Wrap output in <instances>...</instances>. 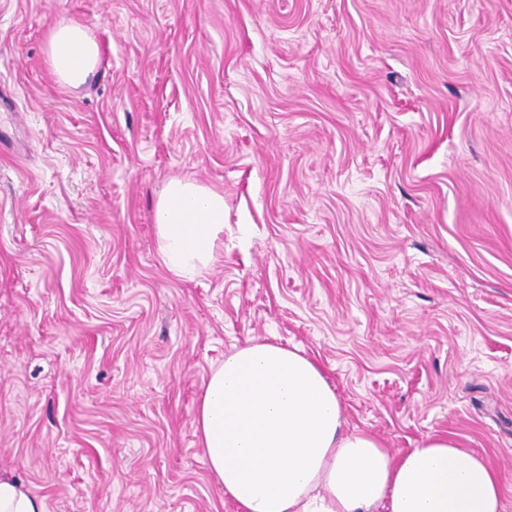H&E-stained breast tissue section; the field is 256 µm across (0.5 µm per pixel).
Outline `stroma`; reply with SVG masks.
Wrapping results in <instances>:
<instances>
[{
    "label": "stroma",
    "mask_w": 512,
    "mask_h": 512,
    "mask_svg": "<svg viewBox=\"0 0 512 512\" xmlns=\"http://www.w3.org/2000/svg\"><path fill=\"white\" fill-rule=\"evenodd\" d=\"M62 20L99 47L77 89ZM173 178L224 195L191 281ZM254 339L392 455L483 456L512 512V0H0V470L47 512H238L193 419ZM47 58L62 85L78 88L96 69L99 48L81 25L60 22L49 33ZM159 254L175 277L193 280L224 237V195L194 181L170 180L156 205Z\"/></svg>",
    "instance_id": "obj_1"
}]
</instances>
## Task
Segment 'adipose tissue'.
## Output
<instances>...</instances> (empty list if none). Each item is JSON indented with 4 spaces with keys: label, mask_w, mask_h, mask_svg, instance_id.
Returning a JSON list of instances; mask_svg holds the SVG:
<instances>
[{
    "label": "adipose tissue",
    "mask_w": 512,
    "mask_h": 512,
    "mask_svg": "<svg viewBox=\"0 0 512 512\" xmlns=\"http://www.w3.org/2000/svg\"><path fill=\"white\" fill-rule=\"evenodd\" d=\"M47 58L65 86L84 85L99 48L61 22ZM159 254L194 279L224 236V196L170 180L156 205ZM195 432L203 460L239 512H504L496 472L446 435L393 457L373 434L350 428L321 366L296 347L254 340L225 357L201 387ZM0 512H46L42 498L0 471Z\"/></svg>",
    "instance_id": "1"
}]
</instances>
